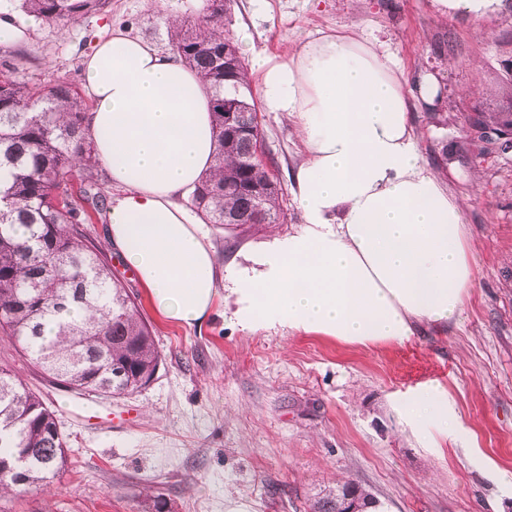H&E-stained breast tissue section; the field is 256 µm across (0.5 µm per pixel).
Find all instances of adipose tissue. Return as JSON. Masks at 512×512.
I'll use <instances>...</instances> for the list:
<instances>
[{"mask_svg":"<svg viewBox=\"0 0 512 512\" xmlns=\"http://www.w3.org/2000/svg\"><path fill=\"white\" fill-rule=\"evenodd\" d=\"M253 67L265 111L292 123L306 150L293 175L304 224L232 272L235 325L369 345L455 319L474 285L462 204L421 169L396 56L325 34ZM83 76L95 158L123 191L110 237L163 318L202 323L216 258L182 201L214 163V91L174 55L121 33L84 56ZM398 413L411 429L457 433L443 389L413 392Z\"/></svg>","mask_w":512,"mask_h":512,"instance_id":"1","label":"adipose tissue"}]
</instances>
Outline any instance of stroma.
I'll return each instance as SVG.
<instances>
[{
    "label": "stroma",
    "instance_id": "35a3bbf8",
    "mask_svg": "<svg viewBox=\"0 0 512 512\" xmlns=\"http://www.w3.org/2000/svg\"><path fill=\"white\" fill-rule=\"evenodd\" d=\"M201 8L202 0H107L76 22L42 24L0 0V16L24 32L0 45V61L32 82L64 78L81 91L82 56L98 40L125 32L166 51L171 19ZM223 27L247 34L249 61L290 58L336 30L397 56L423 171L465 201L474 286L455 320L401 343L345 344L282 327L248 336L220 299L205 323L180 325L154 309L108 235V215L93 217L85 229L141 301L164 362L139 391L80 395L0 338V366L54 412L70 460L51 495L3 497L0 512H155L152 497H133L137 485L156 488L164 512H311L340 481L372 493L384 512H512V151L473 138L465 122L512 100V0H497L481 21L438 13L432 0H231ZM438 39L447 55L434 54ZM430 77L443 94L434 109L416 95ZM258 117L285 219L241 234L203 225L221 278L244 264L246 249L303 224L293 174L304 146L281 114ZM423 384L455 399L454 439L400 422L396 404Z\"/></svg>",
    "mask_w": 512,
    "mask_h": 512
}]
</instances>
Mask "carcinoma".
<instances>
[{
  "label": "carcinoma",
  "mask_w": 512,
  "mask_h": 512,
  "mask_svg": "<svg viewBox=\"0 0 512 512\" xmlns=\"http://www.w3.org/2000/svg\"><path fill=\"white\" fill-rule=\"evenodd\" d=\"M42 23L75 22L100 11L106 0H18ZM225 0H204L199 16L172 24L171 51L200 70L215 89L218 150L214 171L193 193L207 224L243 230L284 220L282 187L258 155L262 138L245 59L222 21ZM244 113L252 132L235 135ZM83 100L58 79L27 81L0 64V331L74 392L123 394L149 384L162 361L152 328L136 298L122 286L107 254L82 229L87 208L107 209L98 163L85 134ZM477 138L512 133V100L488 121L468 118ZM83 173L86 206L60 194L75 169ZM66 439L53 412L20 377L0 368V495L46 487L68 464ZM329 491L311 512H342Z\"/></svg>",
  "instance_id": "carcinoma-1"
}]
</instances>
